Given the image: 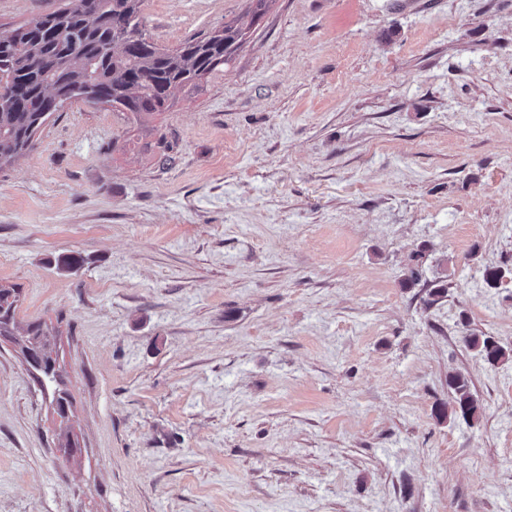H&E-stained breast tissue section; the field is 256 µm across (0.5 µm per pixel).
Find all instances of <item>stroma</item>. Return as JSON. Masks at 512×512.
I'll return each mask as SVG.
<instances>
[{
  "label": "stroma",
  "mask_w": 512,
  "mask_h": 512,
  "mask_svg": "<svg viewBox=\"0 0 512 512\" xmlns=\"http://www.w3.org/2000/svg\"><path fill=\"white\" fill-rule=\"evenodd\" d=\"M249 6L142 12L173 48ZM509 265L512 0H271L167 111L72 102L0 171V285L62 376L0 336V512H512V362L464 342L512 347ZM465 341L475 356L489 365L512 361V347L501 344L494 336L470 334ZM448 387L453 397L449 408H439V419H459L472 426L480 421L481 406L474 397L468 378L462 373L452 374L448 377Z\"/></svg>",
  "instance_id": "35a3bbf8"
}]
</instances>
